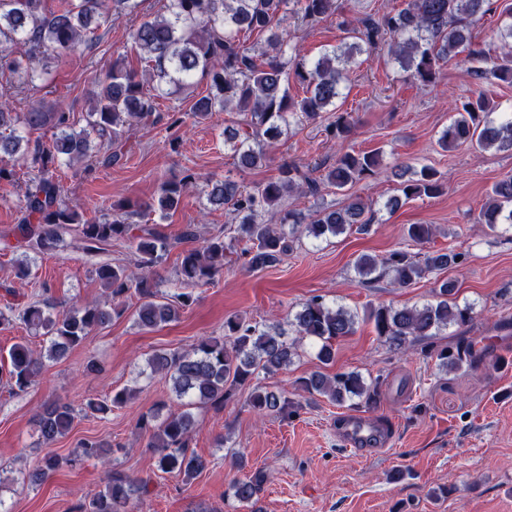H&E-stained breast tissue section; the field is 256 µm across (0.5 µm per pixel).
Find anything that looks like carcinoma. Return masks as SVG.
<instances>
[{
    "label": "carcinoma",
    "instance_id": "cac0c4a2",
    "mask_svg": "<svg viewBox=\"0 0 512 512\" xmlns=\"http://www.w3.org/2000/svg\"><path fill=\"white\" fill-rule=\"evenodd\" d=\"M45 0H0V71L18 85H33L48 74V60L68 55L91 42L95 31L111 17L132 14L140 0H61L58 10L45 12ZM501 11L508 22L499 29L501 52L491 55L470 40L471 28L487 14ZM336 14V0H168L167 13L139 24L132 32L135 47L145 61L141 72L130 69L123 58L112 63V71L96 84L87 127L74 128L71 112L59 105L52 112L37 99L23 112L14 110L8 98L0 100V129L19 125L28 131L54 129L46 142L40 138L0 135V154L12 156L24 148L23 161L32 174L23 196V216L15 226L16 247L52 251L70 227L84 250L93 252L114 240L126 239L137 255L135 268H97L106 289L102 304L74 306L57 312L49 304H29L22 309L6 305L0 309V325L13 322L11 313L42 331L49 340L46 355L36 353L26 343H15L0 358V382L23 391L44 367L43 359L57 360L82 345L96 328L111 322L124 310L126 298L138 297L135 321L143 330H154L173 321L179 311L191 306L189 292L169 297L159 291L153 268L161 265L179 245L193 247L181 251L178 281L183 285L210 283L224 270V232L200 238L195 225L188 224L171 235L160 224H133L127 209L137 207L142 214L155 209L165 213L175 209L194 180L188 174L164 180L156 200L112 205V215L98 222H83L63 199L62 186L54 173L61 160H79L98 140V164L109 168L126 157L125 145L135 127L150 121L156 112L155 100L171 87L192 95L191 88L206 82L208 93L194 101L189 112L205 119L214 112H237V127L224 128V145L230 147L241 169L261 168L269 162L268 149L287 133V127L315 122L323 112L336 113L327 127L330 136L345 140L353 129L348 112L337 111L351 82L354 56L370 53L385 44L392 60L413 83L429 86L437 82L441 66L464 54V63L479 86L457 106L458 116L438 138L444 151L461 148L486 152L512 151V114L493 117L496 106L484 85L490 79L512 84V3L508 0H404V6L381 18L369 12L344 15L338 27L351 39L324 50L318 58L301 53L284 22L292 15L313 27ZM254 34L261 46H247L241 33ZM19 44L21 52L13 51ZM305 88L301 99L288 90L289 78ZM383 164V152L345 151L332 163L312 168L284 162L278 175L246 187L230 179L210 180L208 201L216 207L232 208L236 227L233 239L245 242L240 251L243 267L264 270L280 264L302 237L324 239L338 236L358 226L364 230L374 223L372 206L358 197L335 207L322 206L312 212L293 209L295 195L321 197L325 188L344 191L372 177ZM404 199L440 195L445 185L436 169L423 165L394 168ZM476 223L494 231L500 224H512V175L492 188L489 201L480 209ZM409 241L423 245L434 235L430 224H410ZM461 254L452 250L415 256L400 249L386 256L362 254L354 264L358 283L369 286L385 278L399 287H408L433 271L456 265ZM474 318V308L460 305L456 286L443 280L434 289L433 300L421 306L379 305L367 310L364 320L373 324L376 335L396 348L439 335L451 326H463ZM359 324L358 314L343 305L329 304L321 296L303 302L289 321L294 337L279 325L252 324L231 315L224 319V336H200L185 351L157 352L148 360L150 375L171 384L182 410L141 416L140 430L148 432L147 447L154 449L155 468L175 473L188 485L207 466V461L189 449L195 427L192 409L220 405L237 390L252 387L247 399L259 417H286L294 407L282 392L261 387L253 380L259 374L287 369L302 342L317 347L318 360L333 362L336 341L352 336ZM435 356L440 369L453 371L462 365L478 369L495 368L485 348L471 340H461L455 348L445 347ZM302 391L343 404L354 399L366 406L380 400L381 382L366 380L360 373L333 375L319 371L299 382ZM129 392L121 390L102 402L90 400L88 409L107 413L126 405ZM74 411L67 403L45 408L36 422L42 443L48 445L65 436L73 427ZM123 451L100 442H83L67 457L47 454L29 474L33 484L47 479L63 466L75 467L91 458L107 457L111 468L105 473V487L85 506L83 512H132L134 500L147 492L151 476H132L121 469L115 454ZM268 474L263 469L231 483V497L240 507L253 503L263 490Z\"/></svg>",
    "mask_w": 512,
    "mask_h": 512
}]
</instances>
